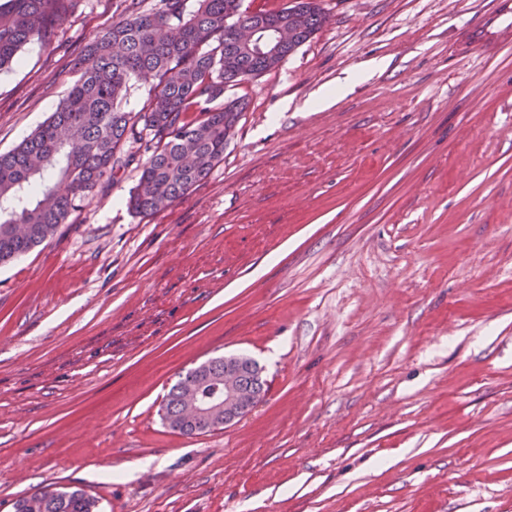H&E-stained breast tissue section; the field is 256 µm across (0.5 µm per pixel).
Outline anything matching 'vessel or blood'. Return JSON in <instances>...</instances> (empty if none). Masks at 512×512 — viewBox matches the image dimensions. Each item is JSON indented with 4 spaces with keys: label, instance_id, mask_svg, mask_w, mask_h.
I'll return each instance as SVG.
<instances>
[{
    "label": "vessel or blood",
    "instance_id": "vessel-or-blood-1",
    "mask_svg": "<svg viewBox=\"0 0 512 512\" xmlns=\"http://www.w3.org/2000/svg\"><path fill=\"white\" fill-rule=\"evenodd\" d=\"M512 45V0H490L489 9L481 12L473 26L457 40L461 55H490Z\"/></svg>",
    "mask_w": 512,
    "mask_h": 512
}]
</instances>
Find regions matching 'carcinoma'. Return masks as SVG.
Returning <instances> with one entry per match:
<instances>
[{"label":"carcinoma","instance_id":"carcinoma-1","mask_svg":"<svg viewBox=\"0 0 512 512\" xmlns=\"http://www.w3.org/2000/svg\"><path fill=\"white\" fill-rule=\"evenodd\" d=\"M74 0H4L0 3V70L21 48L51 43L56 16ZM327 23L316 0H291L273 10L249 11L243 0H156L112 25L80 60V76L50 118L12 150L0 153V200L20 197L30 180L46 179L43 197L7 212L0 209V264L20 258L52 237L77 203L101 181L135 160L125 147L145 141L129 207L156 214L185 195L224 160V148L245 109L239 99L215 106L227 86L277 68ZM291 33L275 54L246 50L238 28ZM149 84L138 111L128 108L130 90ZM224 371V357L211 358L179 376L159 416L171 431L202 434L178 408L182 387L210 371ZM14 512H99L98 500L79 486H46L13 503Z\"/></svg>","mask_w":512,"mask_h":512}]
</instances>
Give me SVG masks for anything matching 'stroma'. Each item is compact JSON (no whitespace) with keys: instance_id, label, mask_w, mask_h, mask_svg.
I'll use <instances>...</instances> for the list:
<instances>
[{"instance_id":"1","label":"stroma","mask_w":512,"mask_h":512,"mask_svg":"<svg viewBox=\"0 0 512 512\" xmlns=\"http://www.w3.org/2000/svg\"><path fill=\"white\" fill-rule=\"evenodd\" d=\"M154 2L78 0L25 45L0 152ZM317 2L319 32L226 87L247 108L204 181L132 213L131 144L0 264V512L49 484L99 512H512V47L454 53L488 0ZM221 355L259 364L263 400L162 425L179 373Z\"/></svg>"}]
</instances>
